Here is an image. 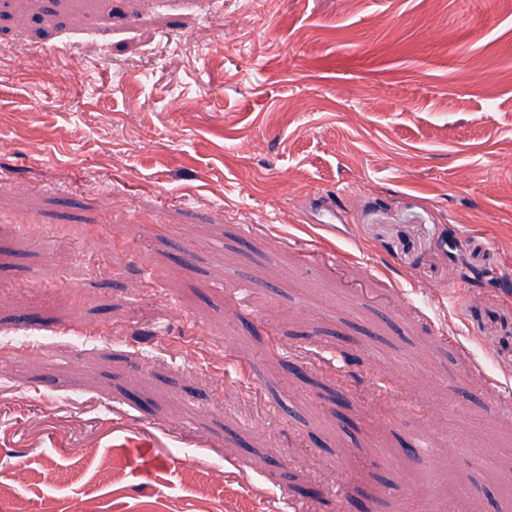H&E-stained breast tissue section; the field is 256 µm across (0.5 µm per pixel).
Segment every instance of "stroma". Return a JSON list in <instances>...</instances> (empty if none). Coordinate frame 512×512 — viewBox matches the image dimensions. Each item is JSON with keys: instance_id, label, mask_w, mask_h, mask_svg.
Here are the masks:
<instances>
[{"instance_id": "1", "label": "stroma", "mask_w": 512, "mask_h": 512, "mask_svg": "<svg viewBox=\"0 0 512 512\" xmlns=\"http://www.w3.org/2000/svg\"><path fill=\"white\" fill-rule=\"evenodd\" d=\"M5 9L0 512H512V0Z\"/></svg>"}]
</instances>
